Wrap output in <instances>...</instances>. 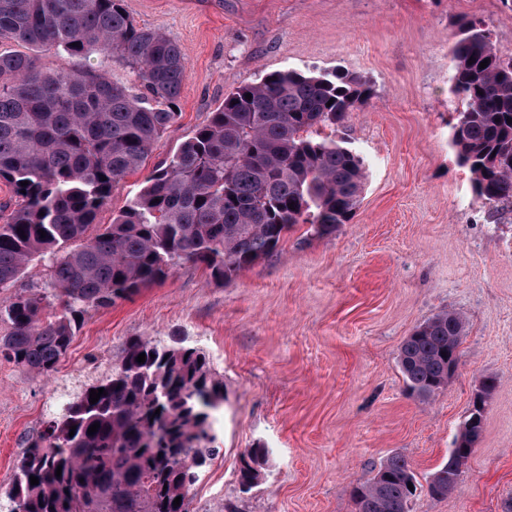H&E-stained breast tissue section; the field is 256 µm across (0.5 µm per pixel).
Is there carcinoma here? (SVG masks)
Returning a JSON list of instances; mask_svg holds the SVG:
<instances>
[{"mask_svg":"<svg viewBox=\"0 0 512 512\" xmlns=\"http://www.w3.org/2000/svg\"><path fill=\"white\" fill-rule=\"evenodd\" d=\"M5 43L22 50H0V180L16 196L0 225V289L35 258L49 261L45 287L0 307L9 324L0 356L27 371L52 376L88 308L132 297L176 263L230 282L272 256L296 225L323 237L355 216L367 167L334 132L369 104L374 89L340 68L287 69L226 96L128 208L89 236L112 191L177 120L185 55L161 31L138 24L124 0H0ZM49 51L118 56L139 93L91 64L47 68L41 53ZM450 53L451 91L465 105L452 125L457 161L483 204L512 203V60L497 54L483 22L467 18ZM464 334L463 318L443 310L403 341L399 364L412 394L427 399L448 386V357ZM98 388L105 394L92 404ZM224 400V380L204 348L183 338L134 337L108 374L66 399L27 439L13 482L0 493V512H199L194 490L222 452L213 416ZM466 420L427 480L432 498H447L465 472L469 456L460 443L481 434L484 418ZM96 422L100 428L87 434ZM268 459L267 448L248 449L240 486L257 484ZM32 475L39 484H30ZM410 483V462L394 453L353 488L352 500L364 512H410Z\"/></svg>","mask_w":512,"mask_h":512,"instance_id":"carcinoma-1","label":"carcinoma"}]
</instances>
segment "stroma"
Segmentation results:
<instances>
[{
  "label": "stroma",
  "mask_w": 512,
  "mask_h": 512,
  "mask_svg": "<svg viewBox=\"0 0 512 512\" xmlns=\"http://www.w3.org/2000/svg\"><path fill=\"white\" fill-rule=\"evenodd\" d=\"M139 23L182 48L180 113L160 145L114 189L110 224L145 178L236 88L267 73L340 67L375 95L337 137L368 177L350 223L320 237L297 225L272 257L228 283L188 263L109 308L88 309L52 377L0 357V490L50 409L107 374L135 336L203 347L224 379L222 453L195 489L202 512H353L351 488L389 454L419 482L411 512H506L512 505V203L491 208L458 165L448 47L460 18L482 21L512 57L501 0H125ZM443 310L466 322L447 389L409 394L401 343ZM497 386L461 482L445 499L424 484L448 456L481 378ZM270 450L242 490L241 454Z\"/></svg>",
  "instance_id": "stroma-1"
}]
</instances>
